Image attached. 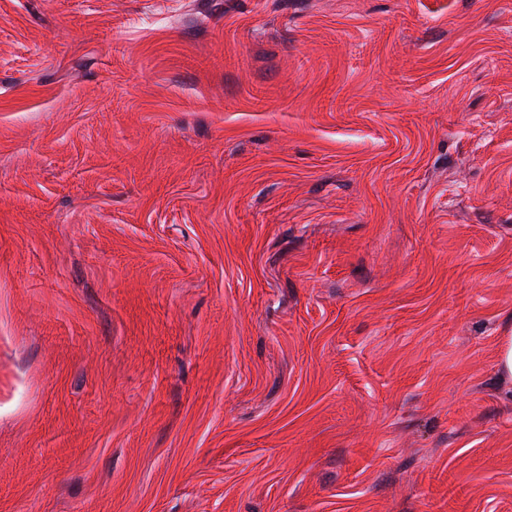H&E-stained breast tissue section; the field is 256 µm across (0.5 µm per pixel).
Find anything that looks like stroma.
<instances>
[{
  "label": "stroma",
  "instance_id": "35a3bbf8",
  "mask_svg": "<svg viewBox=\"0 0 512 512\" xmlns=\"http://www.w3.org/2000/svg\"><path fill=\"white\" fill-rule=\"evenodd\" d=\"M512 0H0V512H512Z\"/></svg>",
  "mask_w": 512,
  "mask_h": 512
}]
</instances>
